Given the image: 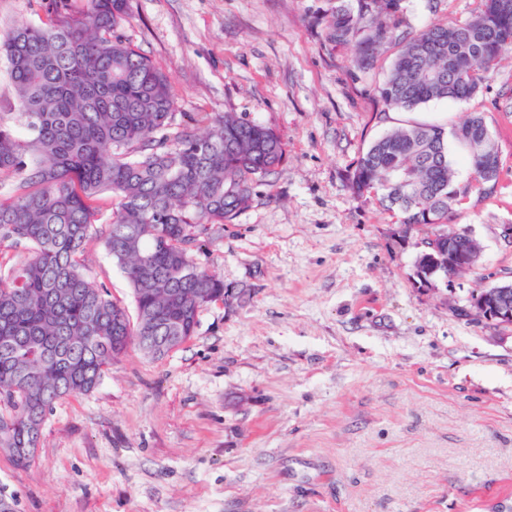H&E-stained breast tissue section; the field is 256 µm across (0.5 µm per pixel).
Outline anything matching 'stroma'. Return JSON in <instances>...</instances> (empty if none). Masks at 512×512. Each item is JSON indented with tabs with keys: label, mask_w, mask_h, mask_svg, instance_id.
Wrapping results in <instances>:
<instances>
[{
	"label": "stroma",
	"mask_w": 512,
	"mask_h": 512,
	"mask_svg": "<svg viewBox=\"0 0 512 512\" xmlns=\"http://www.w3.org/2000/svg\"><path fill=\"white\" fill-rule=\"evenodd\" d=\"M338 0H130L121 31L167 75L175 110L232 112L281 135L287 160L251 206L201 238L199 262L240 292L204 307L161 358L137 349L48 414L29 466L0 451L16 512H512V327L469 314L512 281V54L464 101L382 111L397 37L461 24L478 0H402L370 70L328 42ZM483 115L501 159L485 192L449 142L451 225L475 270L418 287V230L348 179L392 128ZM90 275L132 307L99 236Z\"/></svg>",
	"instance_id": "1"
}]
</instances>
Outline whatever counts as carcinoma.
Returning <instances> with one entry per match:
<instances>
[{"label": "carcinoma", "instance_id": "1", "mask_svg": "<svg viewBox=\"0 0 512 512\" xmlns=\"http://www.w3.org/2000/svg\"><path fill=\"white\" fill-rule=\"evenodd\" d=\"M325 22V37L355 46L374 67L400 24L401 0H358ZM507 10L480 0L464 24L405 39L378 98L386 110L474 96L512 53ZM43 18L0 33L14 111L0 113V450L30 464L54 404L87 394L132 346L159 358L189 340L199 313L224 302V280L202 266L199 239L250 207L277 173L285 144L271 127L231 112L176 123L166 75L120 33L130 0H38ZM472 167L497 160L483 116L469 117ZM447 133L409 124L374 140L350 189L399 214L436 244L466 247L448 224L459 202ZM112 196V217L95 206ZM131 288L135 315L87 274L84 246L96 223Z\"/></svg>", "mask_w": 512, "mask_h": 512}]
</instances>
